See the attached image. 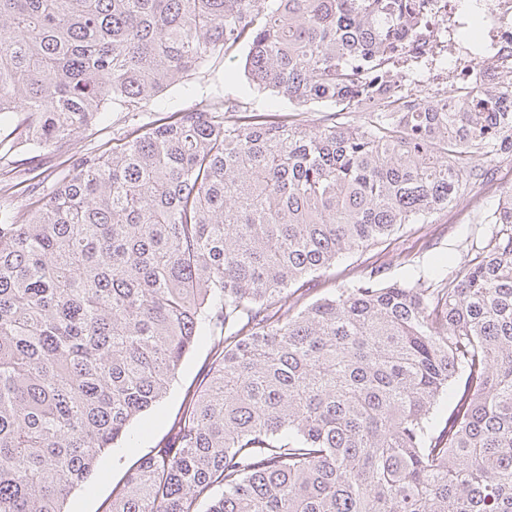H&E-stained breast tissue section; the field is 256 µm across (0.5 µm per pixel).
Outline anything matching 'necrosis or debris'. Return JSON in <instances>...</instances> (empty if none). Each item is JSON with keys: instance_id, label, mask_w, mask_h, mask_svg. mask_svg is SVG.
Instances as JSON below:
<instances>
[{"instance_id": "obj_1", "label": "necrosis or debris", "mask_w": 512, "mask_h": 512, "mask_svg": "<svg viewBox=\"0 0 512 512\" xmlns=\"http://www.w3.org/2000/svg\"><path fill=\"white\" fill-rule=\"evenodd\" d=\"M439 38L417 55L415 85L445 110L467 87L501 83L512 70V0H431Z\"/></svg>"}]
</instances>
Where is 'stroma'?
<instances>
[{
  "instance_id": "35a3bbf8",
  "label": "stroma",
  "mask_w": 512,
  "mask_h": 512,
  "mask_svg": "<svg viewBox=\"0 0 512 512\" xmlns=\"http://www.w3.org/2000/svg\"><path fill=\"white\" fill-rule=\"evenodd\" d=\"M246 54V48H239L234 58L213 64L191 84L171 85L160 97L142 102L137 113L108 112L99 124L75 133L74 147L99 148L117 133L135 126H151L163 113L193 108L217 96L240 99L256 112H291L293 106L288 101L249 83L244 75ZM511 185L512 152L506 150L499 157L494 182L484 188L479 199L449 207L432 223L408 226L394 236L387 249L373 248L343 258L332 272L314 275L316 288L323 293L335 283L359 279L371 263L386 264L389 279L402 281L403 274L396 265L402 252L414 259L424 277L433 278L439 262L445 260L452 265L458 262L465 239H479L483 228L476 222L477 212L496 205L502 188ZM210 359V341L199 342L186 356L166 397L134 423L128 441L100 457L99 476L71 492L66 502L67 512H107L126 471L141 458L155 454L167 441L188 398L196 392Z\"/></svg>"
}]
</instances>
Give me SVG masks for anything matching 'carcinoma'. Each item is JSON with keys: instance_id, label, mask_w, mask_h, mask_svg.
Instances as JSON below:
<instances>
[{"instance_id": "cac0c4a2", "label": "carcinoma", "mask_w": 512, "mask_h": 512, "mask_svg": "<svg viewBox=\"0 0 512 512\" xmlns=\"http://www.w3.org/2000/svg\"><path fill=\"white\" fill-rule=\"evenodd\" d=\"M425 28L417 0H0V146L68 155L46 194L25 169V223L0 205V512H65L214 336L110 512H512V187L429 286L303 281L477 197L512 148V88L456 112L396 91ZM241 43L253 85L334 111L216 98L71 150Z\"/></svg>"}]
</instances>
